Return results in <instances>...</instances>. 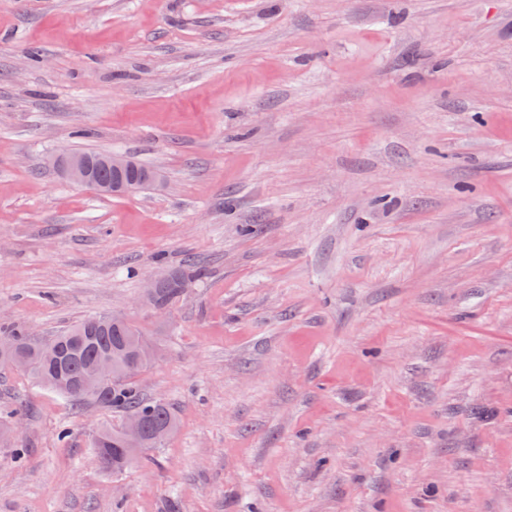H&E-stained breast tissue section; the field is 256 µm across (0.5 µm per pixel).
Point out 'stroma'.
<instances>
[{"label": "stroma", "mask_w": 512, "mask_h": 512, "mask_svg": "<svg viewBox=\"0 0 512 512\" xmlns=\"http://www.w3.org/2000/svg\"><path fill=\"white\" fill-rule=\"evenodd\" d=\"M112 313L178 431L2 368L0 512H512V0H0V327ZM71 153L83 157L91 163L94 179L99 182L113 181L117 176L112 170L121 172L131 168L129 171L123 173L122 179L125 180L132 189H135L133 191L158 186L154 179L155 174L158 172L157 170L134 160L132 167L131 160L125 155L112 154L100 161V163L104 165L102 166L98 163V160L105 155L103 153L85 151ZM54 162L60 167L62 174L74 184L90 187L101 194H112L122 189L120 183L95 182L91 176V165L81 158L70 155L69 152L58 154ZM189 268H179L170 271L171 277L163 282L157 288L155 302L153 306L163 309L179 299L185 292L192 279H201L204 275V269L197 267L193 263L186 264ZM191 269V270H190ZM121 427L102 426L94 435L96 459L102 468L112 471V474H120L128 468L122 464L124 449Z\"/></svg>", "instance_id": "stroma-1"}]
</instances>
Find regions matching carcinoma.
I'll return each mask as SVG.
<instances>
[{
	"label": "carcinoma",
	"instance_id": "carcinoma-1",
	"mask_svg": "<svg viewBox=\"0 0 512 512\" xmlns=\"http://www.w3.org/2000/svg\"><path fill=\"white\" fill-rule=\"evenodd\" d=\"M76 155L85 158L93 167L94 179L111 182L116 175L112 169L98 163L102 154L78 151ZM157 170L134 162L133 167L122 175L135 190L157 186L154 176ZM171 277L157 288L153 306L163 309L179 299L193 279H201L204 269L192 264L170 271ZM144 338L141 330L125 320L121 323L104 321L103 317L88 318L69 325L45 342L33 340L26 332L0 331V341L7 340L15 347L11 362L0 359V366L10 365L26 374L34 383L64 396L79 409L84 405L97 403L115 408L123 416L140 417L145 434L151 439L150 447L159 448L154 441L156 434L167 430L173 434L178 428V417L173 408L144 398L135 380V373L129 369L121 372L106 383L105 395L99 397L79 388L83 377L102 359L111 358L125 362L134 356L132 341ZM95 456L102 468L120 474L126 467L122 464L123 445L121 428L102 426L94 435Z\"/></svg>",
	"mask_w": 512,
	"mask_h": 512
}]
</instances>
